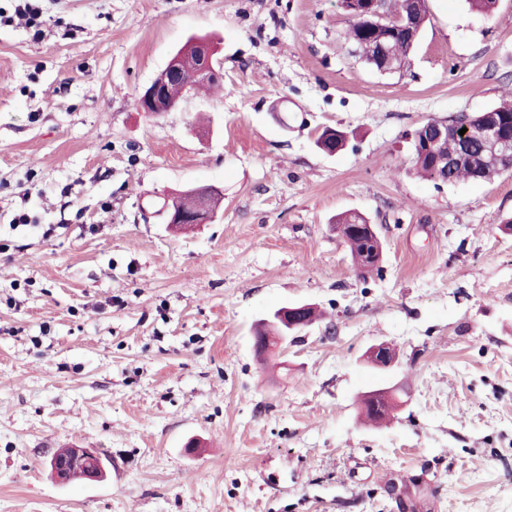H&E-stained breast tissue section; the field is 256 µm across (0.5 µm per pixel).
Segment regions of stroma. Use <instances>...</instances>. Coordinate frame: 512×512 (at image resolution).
Masks as SVG:
<instances>
[{
    "instance_id": "1",
    "label": "stroma",
    "mask_w": 512,
    "mask_h": 512,
    "mask_svg": "<svg viewBox=\"0 0 512 512\" xmlns=\"http://www.w3.org/2000/svg\"><path fill=\"white\" fill-rule=\"evenodd\" d=\"M427 5L383 75L338 0H39L36 30L0 0V512H394L412 476L417 512H512V173L423 178L404 139L512 96V0ZM193 36L220 90L139 112ZM203 184L216 218L172 232L162 203ZM349 211L383 243L366 275ZM299 303L323 319L256 354ZM60 448L105 476L58 484ZM362 224H368L362 215L357 213H347L337 219L336 229L349 246L352 258L357 263V265L358 262H363V264H361V272L367 273L372 272L377 267V264L374 260H370L363 255V250L366 247L367 227ZM360 229L362 231H360ZM368 232H370L373 236H375V239H377V248H374L371 253L374 255L375 253L379 252L380 257L378 258L376 256V261L378 263L382 257L383 245L373 225L368 224Z\"/></svg>"
}]
</instances>
